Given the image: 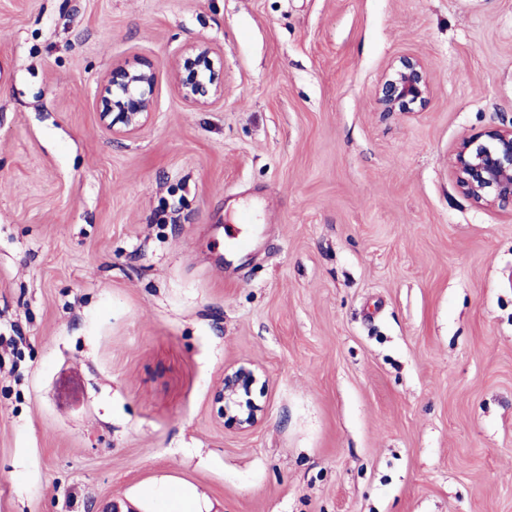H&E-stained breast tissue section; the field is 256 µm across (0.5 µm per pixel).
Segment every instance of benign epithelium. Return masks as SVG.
Listing matches in <instances>:
<instances>
[{
  "mask_svg": "<svg viewBox=\"0 0 512 512\" xmlns=\"http://www.w3.org/2000/svg\"><path fill=\"white\" fill-rule=\"evenodd\" d=\"M172 79L190 104L204 106L223 95L211 48L186 47L171 69ZM158 74L146 60L118 62L103 78L97 100L99 120L113 134L140 129L153 107ZM432 78L417 56L394 58L380 75L376 95L384 112L411 113L426 108ZM451 171L458 190L481 208H512V124L491 126L464 138L456 148ZM257 369L242 363L224 371L218 400L224 402V423L246 432L259 423L262 404L253 398Z\"/></svg>",
  "mask_w": 512,
  "mask_h": 512,
  "instance_id": "1",
  "label": "benign epithelium"
}]
</instances>
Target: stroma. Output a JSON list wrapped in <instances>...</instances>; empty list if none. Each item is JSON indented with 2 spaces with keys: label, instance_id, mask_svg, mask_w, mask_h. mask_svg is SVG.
Returning <instances> with one entry per match:
<instances>
[{
  "label": "stroma",
  "instance_id": "stroma-1",
  "mask_svg": "<svg viewBox=\"0 0 512 512\" xmlns=\"http://www.w3.org/2000/svg\"><path fill=\"white\" fill-rule=\"evenodd\" d=\"M402 54L423 111L376 100ZM510 122L512 0H0V512H512V214L450 169ZM243 362L247 432L215 397ZM213 51L205 45L186 47L175 60L171 76L182 97L190 104L204 106L223 95ZM432 93V78L417 56L394 58L380 75L376 95L382 111L411 113L426 108ZM157 78L155 67L146 60L113 64L103 78L97 100L103 127L112 134L140 129L152 111ZM257 369L242 363L224 371V380L217 398L224 401V424L246 432L259 423L262 404L253 398L252 388L257 383Z\"/></svg>",
  "mask_w": 512,
  "mask_h": 512
}]
</instances>
